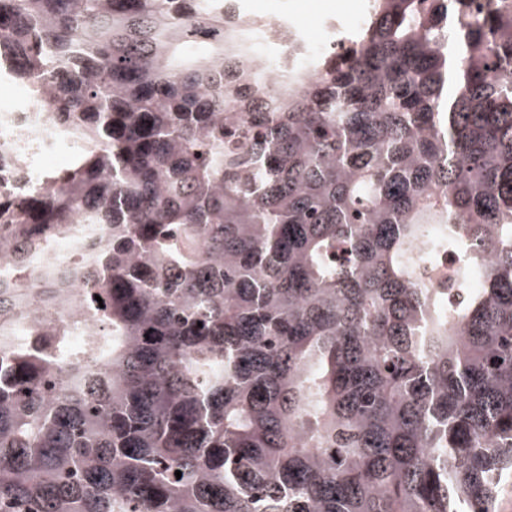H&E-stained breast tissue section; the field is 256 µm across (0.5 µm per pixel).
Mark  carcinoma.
Masks as SVG:
<instances>
[{
  "instance_id": "1",
  "label": "carcinoma",
  "mask_w": 512,
  "mask_h": 512,
  "mask_svg": "<svg viewBox=\"0 0 512 512\" xmlns=\"http://www.w3.org/2000/svg\"><path fill=\"white\" fill-rule=\"evenodd\" d=\"M225 2L0 0L72 144L0 185V512H496L512 0H368L285 57Z\"/></svg>"
}]
</instances>
